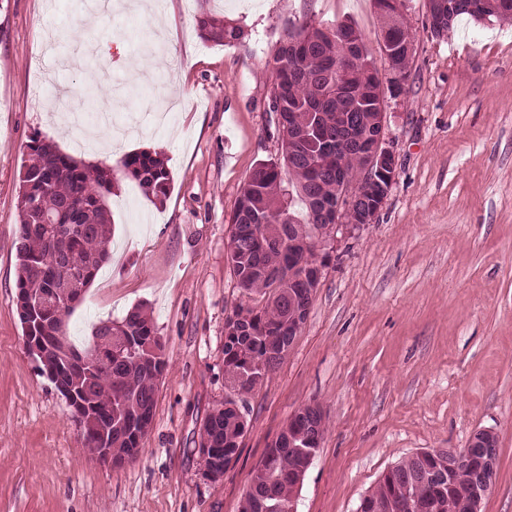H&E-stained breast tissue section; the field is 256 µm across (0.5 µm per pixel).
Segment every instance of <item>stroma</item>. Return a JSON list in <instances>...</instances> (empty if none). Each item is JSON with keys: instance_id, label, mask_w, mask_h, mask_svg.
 I'll list each match as a JSON object with an SVG mask.
<instances>
[{"instance_id": "stroma-1", "label": "stroma", "mask_w": 512, "mask_h": 512, "mask_svg": "<svg viewBox=\"0 0 512 512\" xmlns=\"http://www.w3.org/2000/svg\"><path fill=\"white\" fill-rule=\"evenodd\" d=\"M113 2L94 24L85 0H0V512H241L268 444L313 403L325 432L296 512H356L402 460L466 448L480 430L499 445L480 512H512V24L464 17L437 38L427 0H402L413 55L387 108L394 183L374 223L339 236L278 369L237 397L247 432L211 481L196 448L227 396L224 326L255 303L227 262L230 217L252 170L281 159L270 63L303 22H349L387 75L382 22L374 0H211L245 33L222 45L199 36L197 0H163L166 68L142 49L153 29L137 0ZM138 64L151 82L118 95ZM50 87L83 113L173 110L103 152L53 120ZM37 134L97 165L155 148L172 178L160 202L117 178L112 257L65 319L82 345L139 305L165 346L152 427L119 467L86 446L16 310L20 168Z\"/></svg>"}]
</instances>
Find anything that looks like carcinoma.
<instances>
[{
  "label": "carcinoma",
  "mask_w": 512,
  "mask_h": 512,
  "mask_svg": "<svg viewBox=\"0 0 512 512\" xmlns=\"http://www.w3.org/2000/svg\"><path fill=\"white\" fill-rule=\"evenodd\" d=\"M448 6L432 15V34H448L455 20L512 21V0H446ZM382 19V43L398 49L393 57L400 76L409 72L413 46L408 29L394 18L395 5L375 0ZM201 37L229 44L244 38L241 28L227 25L211 12L195 16ZM362 34L345 22L333 27L303 24L280 42L271 66L269 111L280 114L283 128H317L318 142L281 147L283 163H261L244 184L230 218L231 249L228 261L239 287L261 297L262 304L242 307L235 315L245 316V331L232 321L224 329V380L233 392L248 393L261 384L288 354V319L311 298L304 295L302 274L310 255L301 241L308 231L326 219L317 208L336 196V176L359 180L365 159L356 142L336 145V125L350 112L369 115L382 111L379 73L371 54L361 57L351 51ZM122 176L136 182L150 200L167 196L170 173L158 155L126 153L116 162ZM51 172L48 189L39 192L38 179ZM305 204L303 221L295 218L283 183ZM112 181L102 169L82 165L42 141L29 147L20 177L18 195L17 308L28 343H39L54 325L64 321L54 308H39L57 280L71 279L75 287L67 296L65 313H70L109 259L111 212L107 195ZM66 239L62 260L51 258L53 236ZM92 335L112 337V342L95 343L80 352L63 342L62 354L38 359L41 370L54 382L74 387L76 400L70 405L83 417L85 442L94 452L116 449L117 457L133 456L132 449L151 429L157 382L167 363L164 345L150 318L135 307L119 321H101ZM95 356L93 372L80 367L84 355ZM325 427L323 418L310 425L303 417L293 418L264 453V467L255 469L245 498L252 512H276L275 507L292 503L294 489L303 481L317 455ZM246 423L232 399L208 415L202 425L199 445L215 450L207 462L205 477L219 480L236 458ZM468 471H448V455H427L419 461L408 458L388 470L377 490L370 494L369 510L379 504L403 500L424 512H478L470 491Z\"/></svg>",
  "instance_id": "obj_1"
}]
</instances>
